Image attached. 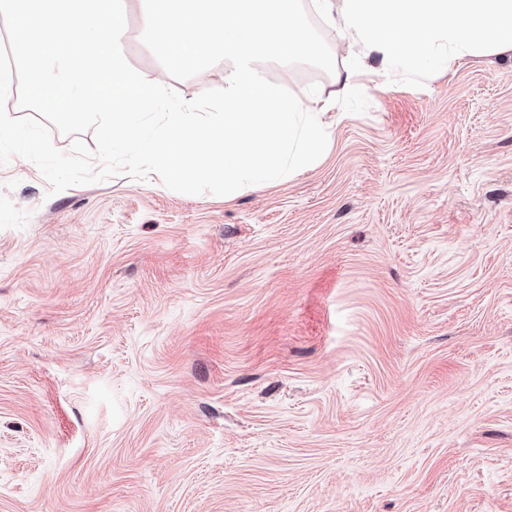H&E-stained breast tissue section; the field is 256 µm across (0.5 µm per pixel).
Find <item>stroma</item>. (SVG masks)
I'll use <instances>...</instances> for the list:
<instances>
[{
  "label": "stroma",
  "instance_id": "1",
  "mask_svg": "<svg viewBox=\"0 0 512 512\" xmlns=\"http://www.w3.org/2000/svg\"><path fill=\"white\" fill-rule=\"evenodd\" d=\"M361 88L232 196L0 165V512H512V59Z\"/></svg>",
  "mask_w": 512,
  "mask_h": 512
}]
</instances>
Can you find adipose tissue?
Returning a JSON list of instances; mask_svg holds the SVG:
<instances>
[{"label": "adipose tissue", "mask_w": 512, "mask_h": 512, "mask_svg": "<svg viewBox=\"0 0 512 512\" xmlns=\"http://www.w3.org/2000/svg\"><path fill=\"white\" fill-rule=\"evenodd\" d=\"M351 59L342 91L373 73L444 72L478 55H512V0H312Z\"/></svg>", "instance_id": "1"}]
</instances>
